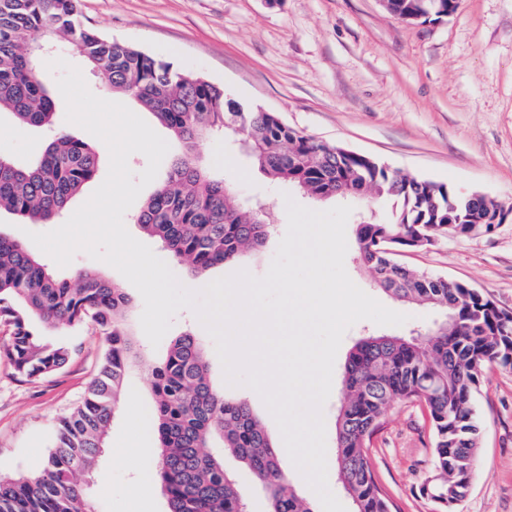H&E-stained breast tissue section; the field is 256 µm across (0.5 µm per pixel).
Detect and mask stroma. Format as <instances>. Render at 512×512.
<instances>
[{
  "label": "stroma",
  "mask_w": 512,
  "mask_h": 512,
  "mask_svg": "<svg viewBox=\"0 0 512 512\" xmlns=\"http://www.w3.org/2000/svg\"><path fill=\"white\" fill-rule=\"evenodd\" d=\"M84 17L101 33L223 85L246 107L277 113L288 125L329 143L378 158L390 169L447 184L457 192L483 193L507 208L492 232L448 237L431 246L399 253L412 269L443 275L482 290L498 307L512 309V0H459L447 17L409 23L394 17L383 0H81ZM53 58L79 67L90 90L102 99L140 112L169 142L157 173L165 179L182 146L153 115L130 97L112 92L101 77L66 46ZM57 128L94 147L100 163L94 178L70 202L76 211L103 183L109 170L106 145L66 120V105L55 82ZM49 134L0 112V156L18 165L34 161ZM195 152L211 173L224 177L241 197L274 204L277 224L259 252L213 267L200 278L175 269L186 287L197 290L238 270L265 275L287 229L281 201L291 186H271L249 155L223 138L197 141ZM99 271L131 300L128 322L144 362L127 374L121 402L107 439V451L91 486L98 512H128L134 489L146 497L145 512H165L156 480L134 468L131 452L155 450L148 414L152 402L146 361L161 357L171 340L188 333L208 353L211 379L227 398L246 401L274 443L279 428L260 396L224 383L215 343L191 310H180L159 345L145 336L140 292L114 267L79 252L58 268L62 277L77 270ZM441 312L412 308L400 326H373L362 320L345 334L333 374L341 376L347 357L367 329L408 335L440 320ZM53 340L68 345L70 362L37 382L19 378L0 358V475L39 469L53 444L58 419L78 403L94 376L105 342L91 327L61 328ZM340 391L332 389L323 413L328 484L355 512L339 479L335 429ZM476 407L483 424L472 487L456 512H512V371L487 369ZM433 439L427 414L413 403L395 405L374 437L370 454L376 477L399 512H437L421 488L432 473Z\"/></svg>",
  "instance_id": "1"
}]
</instances>
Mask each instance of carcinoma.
Wrapping results in <instances>:
<instances>
[{
	"mask_svg": "<svg viewBox=\"0 0 512 512\" xmlns=\"http://www.w3.org/2000/svg\"><path fill=\"white\" fill-rule=\"evenodd\" d=\"M458 0H387L389 13L413 21L438 20ZM61 41L112 89L134 98L169 128L183 152L166 181L135 217L171 259L198 276L264 246L269 214L241 201L235 188L209 174L194 152L209 134L249 142L250 154L272 183H288L316 200L381 198L393 221L356 225V255L383 292L406 305L431 307L446 319L412 337L369 334L344 365L336 423V452L344 489L356 512H393L370 457V443L388 410L404 401L427 410L433 437L430 499L455 512L466 497L482 431L475 395L484 368L512 370V315L481 290L399 263L397 252L462 235L488 223L502 205L467 203L444 183L411 178L378 159L347 154L284 123L273 112L245 109L224 87L177 69L134 46L98 32L79 0H0V111L38 127H55V105L33 47ZM99 154L59 130L43 154L22 167L0 156V212L33 224L58 218L95 175ZM130 299L96 270L62 278L20 241L0 233V345L15 374L34 381L63 368L71 351L46 340L51 328L92 326L106 344L80 403L57 423L43 465L19 477L0 476V512H94L87 484L134 358L127 316ZM158 436L155 469L166 512H246L224 453L237 457L267 493L270 512H312L296 493L281 453L244 401L229 400L212 383L203 346L186 333L148 366Z\"/></svg>",
	"mask_w": 512,
	"mask_h": 512,
	"instance_id": "cac0c4a2",
	"label": "carcinoma"
}]
</instances>
